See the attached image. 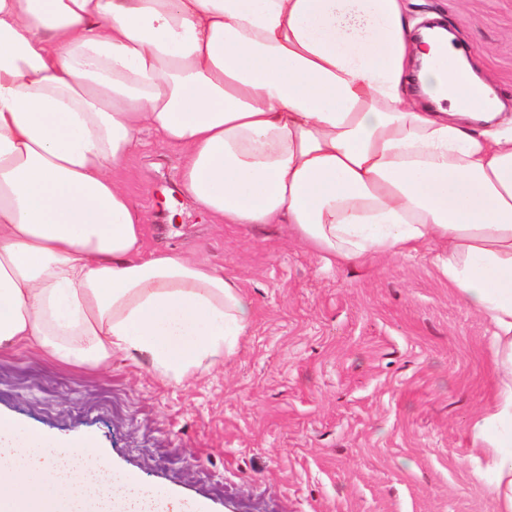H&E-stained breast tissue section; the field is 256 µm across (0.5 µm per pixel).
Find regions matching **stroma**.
Here are the masks:
<instances>
[{"mask_svg": "<svg viewBox=\"0 0 512 512\" xmlns=\"http://www.w3.org/2000/svg\"><path fill=\"white\" fill-rule=\"evenodd\" d=\"M437 16L512 102V0H409ZM151 131L125 163L144 250L223 269L254 317L236 355L182 383L115 354L63 369L0 353V413L47 435L95 437L143 484L208 512H501L471 440L495 380L488 321L430 262L328 266L284 224H217Z\"/></svg>", "mask_w": 512, "mask_h": 512, "instance_id": "1", "label": "stroma"}]
</instances>
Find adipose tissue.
Here are the masks:
<instances>
[{
    "mask_svg": "<svg viewBox=\"0 0 512 512\" xmlns=\"http://www.w3.org/2000/svg\"><path fill=\"white\" fill-rule=\"evenodd\" d=\"M406 0H0V351L122 353L183 382L253 318L223 272L145 253L124 162L182 156L213 221L338 265L424 251L493 326L472 441L512 512V114Z\"/></svg>",
    "mask_w": 512,
    "mask_h": 512,
    "instance_id": "1",
    "label": "adipose tissue"
}]
</instances>
